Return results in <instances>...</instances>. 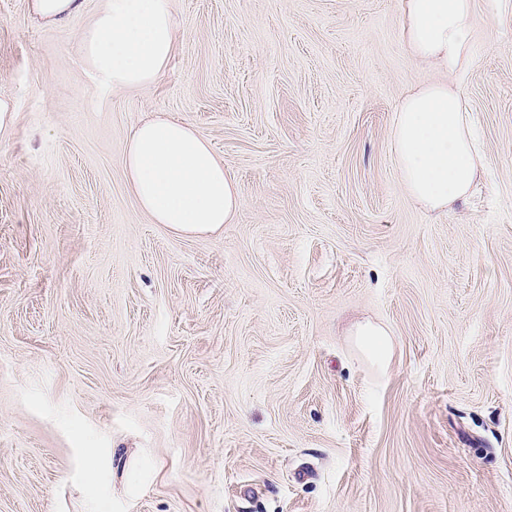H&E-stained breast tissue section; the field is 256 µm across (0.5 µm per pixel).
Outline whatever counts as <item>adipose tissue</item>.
<instances>
[{"label": "adipose tissue", "mask_w": 512, "mask_h": 512, "mask_svg": "<svg viewBox=\"0 0 512 512\" xmlns=\"http://www.w3.org/2000/svg\"><path fill=\"white\" fill-rule=\"evenodd\" d=\"M472 8V0H402L399 31L406 51L444 75L403 96L390 126L401 184L431 212L466 200L484 166L467 103L448 81L467 73L476 55ZM175 38L172 0H103L76 44L93 79L127 90L149 87L163 76ZM123 165L141 211L178 234L216 233L243 204L227 166L185 122L158 116L137 125Z\"/></svg>", "instance_id": "adipose-tissue-1"}]
</instances>
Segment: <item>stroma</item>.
<instances>
[{"label":"stroma","instance_id":"stroma-1","mask_svg":"<svg viewBox=\"0 0 512 512\" xmlns=\"http://www.w3.org/2000/svg\"><path fill=\"white\" fill-rule=\"evenodd\" d=\"M100 4L0 0V512H512V0H473L486 164L441 214L393 160L394 105L441 78L400 0H173L164 75L123 91L75 48ZM157 115L237 179L220 232L140 212ZM85 0H30V13L48 24L60 25L82 13ZM364 352L374 361L385 365L391 356V342L388 330L380 323L366 321L356 330Z\"/></svg>","mask_w":512,"mask_h":512}]
</instances>
